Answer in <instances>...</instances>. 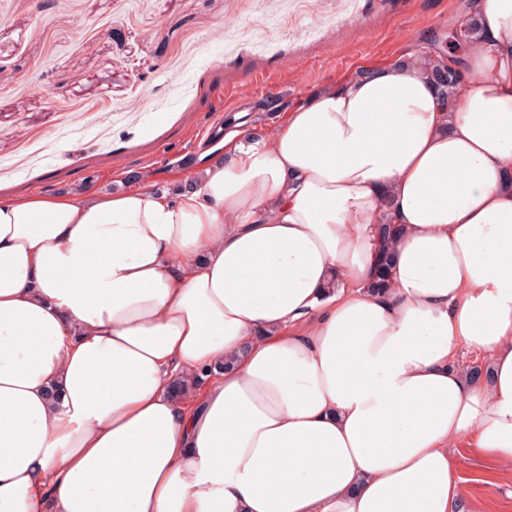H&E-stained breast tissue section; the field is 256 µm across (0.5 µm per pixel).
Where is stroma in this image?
<instances>
[{
	"label": "stroma",
	"mask_w": 512,
	"mask_h": 512,
	"mask_svg": "<svg viewBox=\"0 0 512 512\" xmlns=\"http://www.w3.org/2000/svg\"><path fill=\"white\" fill-rule=\"evenodd\" d=\"M467 0H0V198L83 196L149 174L165 190L211 149L364 66L431 47ZM476 512H512V474L452 448Z\"/></svg>",
	"instance_id": "stroma-1"
}]
</instances>
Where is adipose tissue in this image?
<instances>
[{"label": "adipose tissue", "instance_id": "adipose-tissue-1", "mask_svg": "<svg viewBox=\"0 0 512 512\" xmlns=\"http://www.w3.org/2000/svg\"><path fill=\"white\" fill-rule=\"evenodd\" d=\"M473 13L452 108L405 60L172 192L0 199V512H464L455 442L512 468V0ZM398 234L397 225L395 224H379L377 228V236L380 240V256L378 261V268L376 272V279L374 286L378 289L385 288L388 283V273L390 267V250L393 240Z\"/></svg>", "mask_w": 512, "mask_h": 512}]
</instances>
